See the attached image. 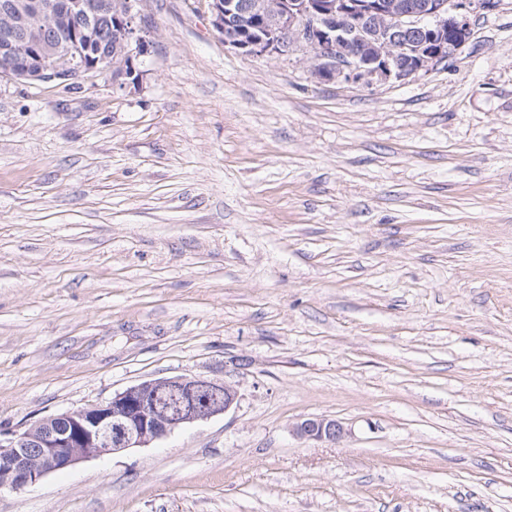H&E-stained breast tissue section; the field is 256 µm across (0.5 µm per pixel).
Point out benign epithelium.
I'll list each match as a JSON object with an SVG mask.
<instances>
[{"label":"benign epithelium","instance_id":"7a95c632","mask_svg":"<svg viewBox=\"0 0 512 512\" xmlns=\"http://www.w3.org/2000/svg\"><path fill=\"white\" fill-rule=\"evenodd\" d=\"M213 25L224 45L251 56L300 51L313 61V74L324 81L366 84L402 81L452 56L470 37L469 15L475 0H208ZM101 8L94 0H8L2 11L22 17L49 18L63 34L76 17L90 19ZM117 40L125 69L134 74L141 35L133 0L117 14ZM110 69L89 54L59 56L47 49L29 59L8 36L0 38V75L65 85L87 73ZM182 394L178 408L157 401L161 391ZM237 389L226 382L177 376L143 381L99 404L43 418L30 427L0 434V490H20L50 473L105 454L145 448L174 431L234 408ZM308 440L336 443L342 423L309 417L294 425Z\"/></svg>","mask_w":512,"mask_h":512}]
</instances>
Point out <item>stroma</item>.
<instances>
[{"label":"stroma","instance_id":"1","mask_svg":"<svg viewBox=\"0 0 512 512\" xmlns=\"http://www.w3.org/2000/svg\"><path fill=\"white\" fill-rule=\"evenodd\" d=\"M136 9L139 82L0 77V431L166 377L239 402L0 512H512V0L372 85ZM294 433L303 439L330 442L341 441L346 430L341 422L323 417H309L294 425Z\"/></svg>","mask_w":512,"mask_h":512}]
</instances>
